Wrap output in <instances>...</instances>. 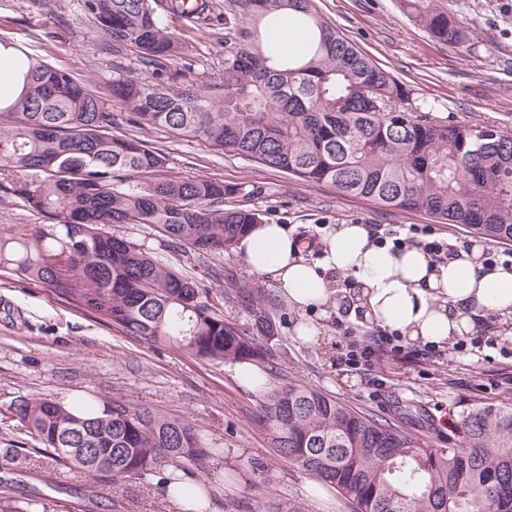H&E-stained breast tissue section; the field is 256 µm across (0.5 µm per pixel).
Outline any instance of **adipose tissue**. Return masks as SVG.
Listing matches in <instances>:
<instances>
[{"instance_id": "adipose-tissue-1", "label": "adipose tissue", "mask_w": 512, "mask_h": 512, "mask_svg": "<svg viewBox=\"0 0 512 512\" xmlns=\"http://www.w3.org/2000/svg\"><path fill=\"white\" fill-rule=\"evenodd\" d=\"M285 224L253 225L236 249L246 269L272 280L299 310L335 299L364 321L412 341L442 344L472 334L480 319L512 320V266L490 264L473 244L433 258L419 246L380 242L366 225L324 227L317 260ZM355 281L353 289L344 277Z\"/></svg>"}]
</instances>
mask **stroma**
<instances>
[{
	"instance_id": "1",
	"label": "stroma",
	"mask_w": 512,
	"mask_h": 512,
	"mask_svg": "<svg viewBox=\"0 0 512 512\" xmlns=\"http://www.w3.org/2000/svg\"><path fill=\"white\" fill-rule=\"evenodd\" d=\"M442 3L467 27V47L430 37L403 14L398 0H316L324 20L402 83L414 103L434 105L439 118L451 123L493 124L512 133V0ZM0 34L99 82L111 80L113 71L137 67L131 56L112 52L94 36L80 0H0ZM223 59V36L199 34L167 61L166 72L179 83H210ZM148 137L164 149L168 169L177 176L264 187L250 207L260 210L263 220L291 225L312 242L325 225L356 222L383 229L427 225L449 243L477 239L465 225L440 224L423 212L388 209L331 186L300 182L211 151L200 140L161 130ZM115 232L215 292L225 288L214 276L221 268L259 296L251 310L225 301L224 313L250 328L271 323L267 354L253 363L264 377L262 388L243 385L236 363L191 358L163 342L144 343L64 305L42 283L0 274V412L18 395L60 402L84 396L148 404L188 420L206 446L224 451L206 478L207 512H263L270 496L301 503L304 512H353L335 489L318 486L307 472L273 457L271 431L257 415L265 394L283 383L297 380L319 389L437 448L447 447L449 428L472 409L512 403V337L499 331L497 317H487L482 330L493 339L489 345L473 349L450 342L432 357L423 354L421 342L405 339L402 355L385 353L369 369L349 365L350 341H372L381 335L380 327L331 302L305 316L272 281L247 271L238 252L202 256L172 245L146 224H123ZM307 317L320 331L313 343L295 334L296 324ZM348 328L354 338L345 337ZM17 478V494L38 491L65 502L95 487L99 506L94 512H112L116 497L128 512H183L162 486L76 472L39 454Z\"/></svg>"
}]
</instances>
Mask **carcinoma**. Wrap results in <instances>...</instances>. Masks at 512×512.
I'll list each match as a JSON object with an SVG mask.
<instances>
[{"label": "carcinoma", "mask_w": 512, "mask_h": 512, "mask_svg": "<svg viewBox=\"0 0 512 512\" xmlns=\"http://www.w3.org/2000/svg\"><path fill=\"white\" fill-rule=\"evenodd\" d=\"M399 2L438 41L468 42L465 27L436 0ZM81 7L98 37L115 53L131 51L153 79L129 71L100 84L0 37L23 72L18 97L0 98V190L49 220L23 237L0 236V272L45 284L58 300L105 315L127 335L190 357H265L264 337L226 319L210 289L112 233L116 224H150L172 243L216 256L262 223L244 205L262 187L171 174L166 153L141 138L153 129L512 242V136L493 124L429 118L323 20L315 0H224L222 12L212 0H81ZM285 11L302 32L290 51L275 39ZM175 22L182 29H171ZM205 28L224 30L219 80L166 82L165 62L185 36ZM18 171L39 179L19 182ZM7 412L38 443L34 453L114 481L155 482L182 497L201 499L205 485L170 484L184 472L206 473L224 455L204 446L193 424L145 405L114 403L84 417L48 398L17 396ZM260 418L278 456L336 489L355 512H512L511 403L462 416L450 448L299 381L267 394ZM27 460L23 446L0 448V472H21ZM67 507L40 493L19 496L11 479H0V512Z\"/></svg>", "instance_id": "obj_1"}]
</instances>
